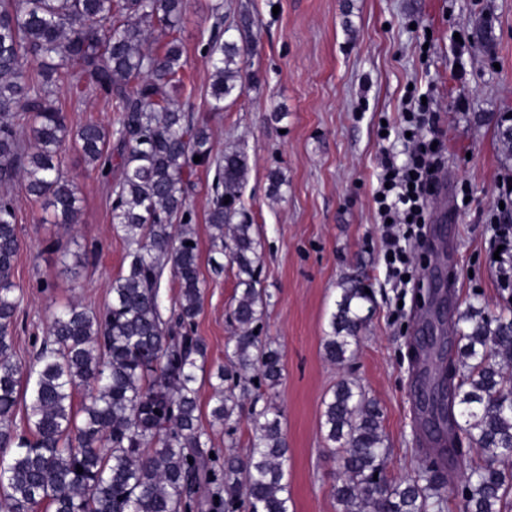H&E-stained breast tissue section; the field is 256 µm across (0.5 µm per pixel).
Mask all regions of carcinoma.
<instances>
[{
  "label": "carcinoma",
  "instance_id": "cac0c4a2",
  "mask_svg": "<svg viewBox=\"0 0 512 512\" xmlns=\"http://www.w3.org/2000/svg\"><path fill=\"white\" fill-rule=\"evenodd\" d=\"M221 9L212 7L207 48L215 112L244 92L252 48L250 19L240 20L239 39H226ZM182 10L183 0H0V512L42 505L50 512H291L280 411L261 402L283 365L272 341L255 333L271 294L260 287V229L242 200L248 159L237 150L213 154L209 127L178 103L187 65L175 36ZM157 29L169 40L153 51L148 36ZM30 58L40 68L28 69ZM61 84L78 101H108L115 127L92 118L72 126L56 105ZM112 137L122 159L112 220L127 267L104 307L55 311L34 339V362L23 366L11 338L23 301L12 280L19 229L11 187L52 209L54 223L76 224L81 198L62 154L76 150L106 179ZM197 165L215 170L207 213L212 270L221 274L226 256L237 278L236 331L228 363L210 383V426L233 437L230 422L250 399L253 440L244 459L208 446L198 414V361L207 346L195 333L201 253L187 203ZM167 267L180 288L168 319L160 293ZM372 302L359 279L339 283L323 337L328 361L352 360ZM454 333L456 353L444 374L448 413L436 411L431 392L422 417L427 437L444 432L448 447L416 459L407 478L386 474L382 412L358 383L341 378L324 400V448L343 474L334 485L341 512H442L450 498L460 512H512V317L471 304ZM86 386L92 390L78 405L76 392ZM27 394L20 428L16 411ZM448 465L462 471L450 488L441 481Z\"/></svg>",
  "mask_w": 512,
  "mask_h": 512
}]
</instances>
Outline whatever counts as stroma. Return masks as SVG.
Returning <instances> with one entry per match:
<instances>
[{
	"label": "stroma",
	"mask_w": 512,
	"mask_h": 512,
	"mask_svg": "<svg viewBox=\"0 0 512 512\" xmlns=\"http://www.w3.org/2000/svg\"><path fill=\"white\" fill-rule=\"evenodd\" d=\"M215 2H184L177 32L187 60L180 100L209 125L215 154L241 149L248 157L243 199L262 230L261 285L271 295L261 333L284 365L269 400L282 413L293 512H340L333 488L341 470L323 449L321 417L341 376L356 379L382 409L389 477H407L423 444L417 370L408 355L420 326L417 306L412 296H400L386 269L374 204L384 155L404 153L397 138H378L377 124L384 117L399 125L408 90L431 101L423 132L445 144L447 182L445 203L428 204L434 233L412 249L410 286L431 287L426 270L436 267L448 273L449 319L475 300L495 313L512 310L494 261V227L512 224V159L498 139L499 127L512 119V0H223L225 25L250 15L255 41L244 63L245 91L225 100L220 112L210 109L212 67L204 52ZM57 97L71 124L90 117L106 126L114 122L101 98L75 102L65 85ZM62 162L81 198L79 223H52L41 204L17 198L20 250L13 280L25 296L12 340L24 364L54 308L103 307L113 278L126 267L111 213L120 166L105 181L87 174L74 151ZM274 171L286 179L276 197L269 194ZM213 176L204 166L190 176L191 224L204 247ZM54 239L67 242V253L46 250ZM93 246L99 252L79 275L67 273L75 255ZM235 273L229 265L220 277L209 265L200 268L204 301L195 330L207 345L206 371L197 381L205 424L212 406L206 373L225 364L234 333ZM345 277L371 288L374 309L353 359L339 367L325 358L322 340ZM42 280L50 283L49 293L37 291Z\"/></svg>",
	"instance_id": "stroma-1"
}]
</instances>
